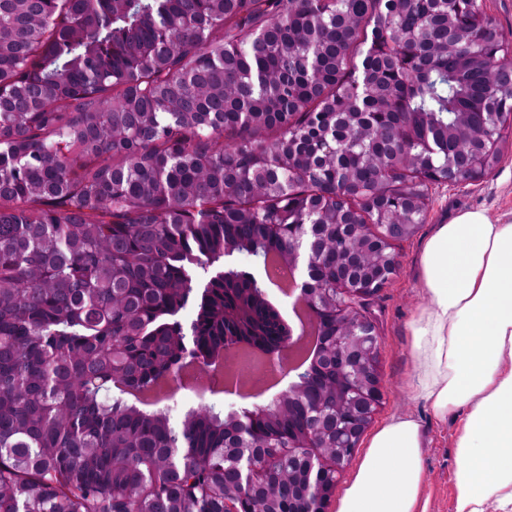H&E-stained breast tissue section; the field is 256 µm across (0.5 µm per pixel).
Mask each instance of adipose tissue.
I'll list each match as a JSON object with an SVG mask.
<instances>
[{"instance_id": "1", "label": "adipose tissue", "mask_w": 512, "mask_h": 512, "mask_svg": "<svg viewBox=\"0 0 512 512\" xmlns=\"http://www.w3.org/2000/svg\"><path fill=\"white\" fill-rule=\"evenodd\" d=\"M408 390L454 415V512H512V221L466 210L436 225L419 259ZM421 423L390 417L336 494L333 512H429Z\"/></svg>"}]
</instances>
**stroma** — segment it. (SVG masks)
Instances as JSON below:
<instances>
[{"mask_svg":"<svg viewBox=\"0 0 512 512\" xmlns=\"http://www.w3.org/2000/svg\"><path fill=\"white\" fill-rule=\"evenodd\" d=\"M505 135L503 157L483 179L430 188L424 224L412 237L395 247L400 256L399 272L368 304V313L379 331L382 355L383 400L376 418L381 421L392 413L407 411L421 422L429 441L425 467L430 512H454V437L458 420L454 417L444 421L434 418L425 405L409 396L406 389L411 363L406 323L423 299L417 278V256L433 226L448 222L459 212L483 209L491 218L512 219V129H506ZM242 404V399L234 395L181 387L164 401L163 406L168 410L171 422L177 424L192 408L212 406L227 410Z\"/></svg>","mask_w":512,"mask_h":512,"instance_id":"35a3bbf8","label":"stroma"}]
</instances>
